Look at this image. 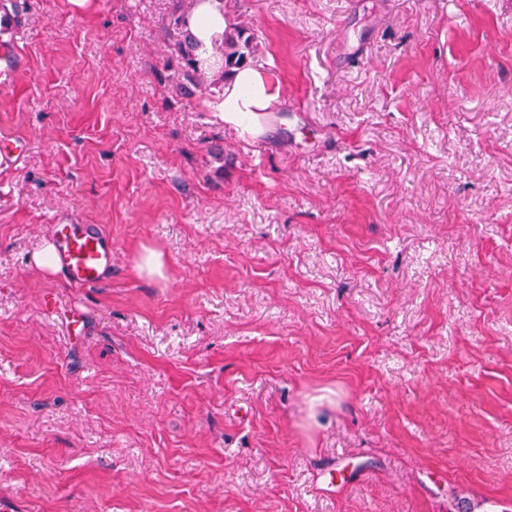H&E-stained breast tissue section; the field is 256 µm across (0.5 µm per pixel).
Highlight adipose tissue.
Segmentation results:
<instances>
[{
  "instance_id": "1",
  "label": "adipose tissue",
  "mask_w": 512,
  "mask_h": 512,
  "mask_svg": "<svg viewBox=\"0 0 512 512\" xmlns=\"http://www.w3.org/2000/svg\"><path fill=\"white\" fill-rule=\"evenodd\" d=\"M186 26L204 50H211L216 35L224 33L229 18L224 13L222 0H194L185 16ZM277 101L262 74L253 68L237 71L224 87L223 98L212 104L213 111L224 113L226 118L242 123L256 112L272 111Z\"/></svg>"
}]
</instances>
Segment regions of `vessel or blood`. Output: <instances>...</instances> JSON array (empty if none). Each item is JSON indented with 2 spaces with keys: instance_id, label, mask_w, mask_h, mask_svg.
<instances>
[{
  "instance_id": "obj_1",
  "label": "vessel or blood",
  "mask_w": 512,
  "mask_h": 512,
  "mask_svg": "<svg viewBox=\"0 0 512 512\" xmlns=\"http://www.w3.org/2000/svg\"><path fill=\"white\" fill-rule=\"evenodd\" d=\"M25 141L0 137V165L18 161ZM57 267L64 279L78 288H93L112 279V241L97 224H59L54 234Z\"/></svg>"
}]
</instances>
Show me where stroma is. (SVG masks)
Returning <instances> with one entry per match:
<instances>
[{"label": "stroma", "mask_w": 512, "mask_h": 512, "mask_svg": "<svg viewBox=\"0 0 512 512\" xmlns=\"http://www.w3.org/2000/svg\"><path fill=\"white\" fill-rule=\"evenodd\" d=\"M19 4L0 496L512 512V0H224L279 93L247 129L223 72L184 92L191 0ZM56 224L102 226L111 282L34 265Z\"/></svg>", "instance_id": "35a3bbf8"}]
</instances>
